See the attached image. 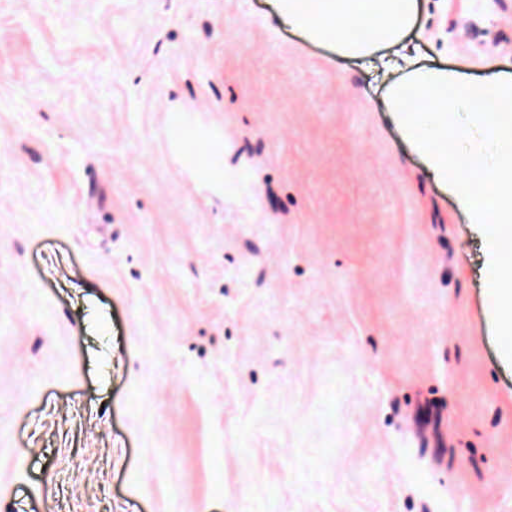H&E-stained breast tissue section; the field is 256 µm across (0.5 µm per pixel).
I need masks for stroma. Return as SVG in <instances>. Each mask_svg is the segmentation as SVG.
Returning a JSON list of instances; mask_svg holds the SVG:
<instances>
[{"mask_svg":"<svg viewBox=\"0 0 512 512\" xmlns=\"http://www.w3.org/2000/svg\"><path fill=\"white\" fill-rule=\"evenodd\" d=\"M410 39L512 74V0ZM396 76L277 0H0V512H512L488 248ZM180 104L169 108L164 135L172 154L201 187L224 191V136L212 126L193 121ZM196 146L202 150L196 151Z\"/></svg>","mask_w":512,"mask_h":512,"instance_id":"35a3bbf8","label":"stroma"}]
</instances>
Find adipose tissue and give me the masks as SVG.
<instances>
[{
	"instance_id": "1",
	"label": "adipose tissue",
	"mask_w": 512,
	"mask_h": 512,
	"mask_svg": "<svg viewBox=\"0 0 512 512\" xmlns=\"http://www.w3.org/2000/svg\"><path fill=\"white\" fill-rule=\"evenodd\" d=\"M289 25L337 56L400 70L387 89V109L425 152L435 175L448 182L473 223L484 225L494 266L512 253V76L473 77L418 64L409 40L420 0H278ZM480 132L460 146L459 117ZM164 135L191 179L224 188V136L191 120L176 104Z\"/></svg>"
}]
</instances>
